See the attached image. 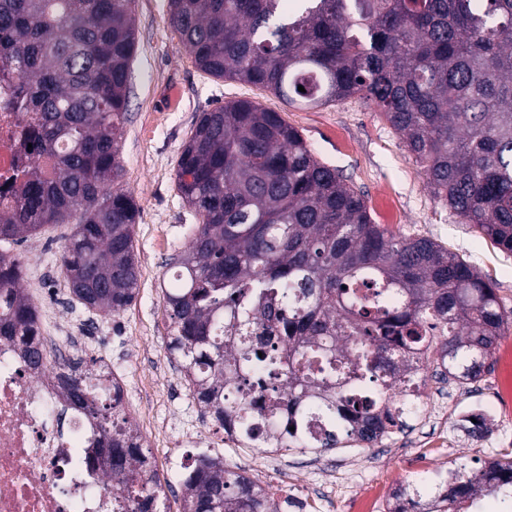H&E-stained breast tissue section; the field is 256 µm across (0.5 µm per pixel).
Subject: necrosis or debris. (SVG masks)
<instances>
[{"mask_svg":"<svg viewBox=\"0 0 512 512\" xmlns=\"http://www.w3.org/2000/svg\"><path fill=\"white\" fill-rule=\"evenodd\" d=\"M16 78L0 76V199L11 200L29 158L32 115L11 109ZM98 433L70 409L58 381L33 374L0 339V512H112L121 497L105 464H91Z\"/></svg>","mask_w":512,"mask_h":512,"instance_id":"necrosis-or-debris-1","label":"necrosis or debris"}]
</instances>
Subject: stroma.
<instances>
[{"mask_svg":"<svg viewBox=\"0 0 512 512\" xmlns=\"http://www.w3.org/2000/svg\"><path fill=\"white\" fill-rule=\"evenodd\" d=\"M137 50L132 61L128 120L122 139L123 186L140 207L134 228L140 279L132 303L116 314H91L72 298L59 252L69 224L44 226L1 250L25 264L23 286L37 306H51L71 322L80 346L73 358L96 361L119 377L122 406L144 439L165 488L161 512H184L183 479L198 453L193 435L206 437L211 453L260 482L276 499L298 493L309 512H343L341 500L374 484L427 485L437 471L476 469L487 456L512 457V415L489 426L476 445L461 426L469 411L501 403L512 382V359L495 357L482 379L459 387L428 382V398L410 430L369 448L347 444L324 453L297 448L264 453L225 443L224 431L204 417L181 367L167 348L170 322L163 290L168 259L189 244L198 224L175 182L177 159L201 112L249 99L277 112L298 129L317 158L336 167L362 193L376 223L394 235L419 234L471 264L512 312V255L437 200L423 168L402 136L372 106L353 97L303 109L265 88L218 79L200 70L168 21L167 0H135Z\"/></svg>","mask_w":512,"mask_h":512,"instance_id":"obj_1","label":"stroma"}]
</instances>
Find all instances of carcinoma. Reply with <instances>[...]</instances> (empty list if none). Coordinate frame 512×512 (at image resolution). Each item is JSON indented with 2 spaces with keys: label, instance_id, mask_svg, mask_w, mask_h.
Segmentation results:
<instances>
[{
  "label": "carcinoma",
  "instance_id": "1",
  "mask_svg": "<svg viewBox=\"0 0 512 512\" xmlns=\"http://www.w3.org/2000/svg\"><path fill=\"white\" fill-rule=\"evenodd\" d=\"M135 0H0V72L13 106L38 113L32 165L0 243L75 223L61 272L87 310L118 313L140 275V209L121 185L136 50ZM182 46L209 75L290 104L358 97L419 160L434 195L512 253V0H168ZM304 91H298V87ZM50 158L46 172L43 159ZM178 191L201 220L172 258L168 350L205 415L245 448L312 452L374 445L409 428L424 372L478 382L505 332L495 288L425 236L396 237L303 135L250 100L201 113ZM23 263L0 253V336L39 366L37 306ZM260 366L264 379L254 375ZM56 374L100 433L124 491L117 512H158L163 488L110 373ZM184 512H285L258 481L199 455ZM512 497V458L437 472L400 490L413 512Z\"/></svg>",
  "mask_w": 512,
  "mask_h": 512
}]
</instances>
